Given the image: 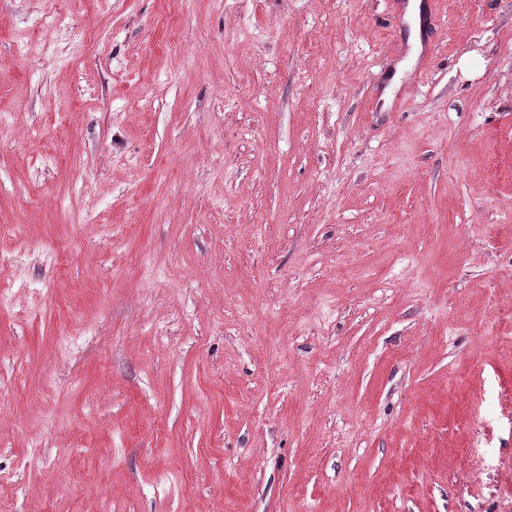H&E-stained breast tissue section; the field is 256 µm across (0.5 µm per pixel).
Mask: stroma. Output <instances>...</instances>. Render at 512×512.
Returning a JSON list of instances; mask_svg holds the SVG:
<instances>
[{"label": "stroma", "mask_w": 512, "mask_h": 512, "mask_svg": "<svg viewBox=\"0 0 512 512\" xmlns=\"http://www.w3.org/2000/svg\"><path fill=\"white\" fill-rule=\"evenodd\" d=\"M407 3L0 0V512H512V0Z\"/></svg>", "instance_id": "1"}]
</instances>
